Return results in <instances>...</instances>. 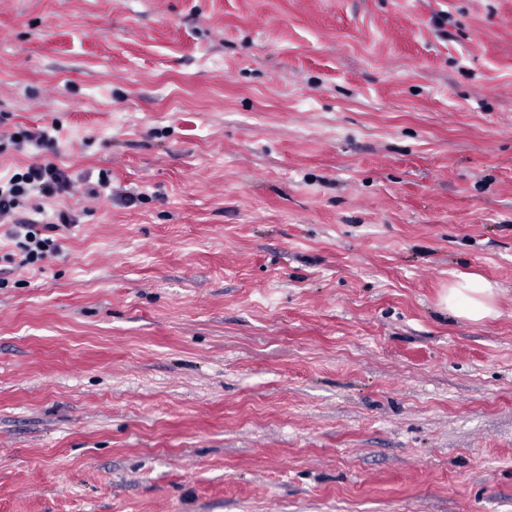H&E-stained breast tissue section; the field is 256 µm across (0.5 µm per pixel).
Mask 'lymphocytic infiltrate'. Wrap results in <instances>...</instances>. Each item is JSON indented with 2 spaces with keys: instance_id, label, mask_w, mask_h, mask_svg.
<instances>
[{
  "instance_id": "lymphocytic-infiltrate-1",
  "label": "lymphocytic infiltrate",
  "mask_w": 512,
  "mask_h": 512,
  "mask_svg": "<svg viewBox=\"0 0 512 512\" xmlns=\"http://www.w3.org/2000/svg\"><path fill=\"white\" fill-rule=\"evenodd\" d=\"M58 124L13 132L11 142L18 150L35 149L44 153L42 161L29 164L0 179V224L11 242L12 251L1 256L7 263L20 267H35L57 254L61 246L56 233L74 227L77 218L69 212L57 210L46 215L44 204L54 198L73 192L72 177L51 161L58 149ZM36 201V219L17 221L16 215L26 203Z\"/></svg>"
}]
</instances>
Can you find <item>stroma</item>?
Listing matches in <instances>:
<instances>
[{"instance_id":"1","label":"stroma","mask_w":512,"mask_h":512,"mask_svg":"<svg viewBox=\"0 0 512 512\" xmlns=\"http://www.w3.org/2000/svg\"><path fill=\"white\" fill-rule=\"evenodd\" d=\"M51 122L0 512H512V0H0L1 176ZM59 125L52 122L51 125L36 129H23L13 132L9 139L18 150L25 151L29 147L37 150V154H55L58 149ZM494 286L477 275H464L449 288L447 306L455 316L478 322L493 312Z\"/></svg>"}]
</instances>
